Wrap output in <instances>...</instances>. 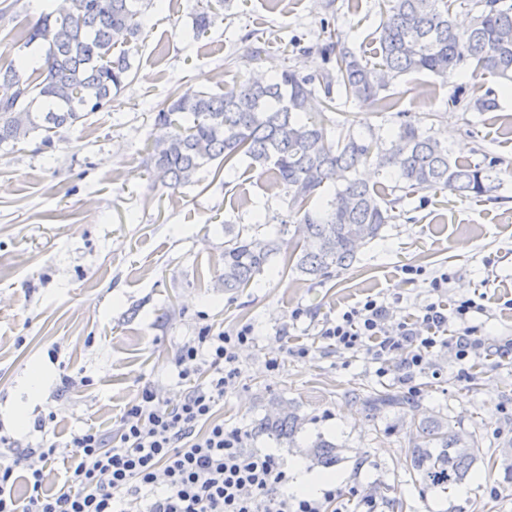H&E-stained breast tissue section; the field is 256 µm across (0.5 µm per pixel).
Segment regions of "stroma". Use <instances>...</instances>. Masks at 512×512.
<instances>
[{
  "mask_svg": "<svg viewBox=\"0 0 512 512\" xmlns=\"http://www.w3.org/2000/svg\"><path fill=\"white\" fill-rule=\"evenodd\" d=\"M229 0L205 37L191 36L200 0H166L148 11L131 58L136 78L111 108L60 130L52 148L38 141L0 149V434L6 459L43 441L65 446L93 426L108 432L141 388L155 384L169 405L186 386L173 357L201 325L231 331L250 324L256 341L241 354V375L215 408L226 427L251 428L276 405L294 406L303 420L297 447L252 436L250 448L276 451L294 477L324 478L341 490V512H512V487L488 460L512 441V83L482 76L469 83L478 98L494 91L493 112L449 105L459 83L427 73L401 77L390 88L408 119L430 130L460 161L497 160L486 193L447 191L394 199L380 238L333 277L314 280L282 272L299 240L288 220V199L266 169L239 157L232 170L197 184L153 185L146 171L147 141L158 134L154 109L178 87L222 92L254 72L281 66L319 75L327 63L312 51L323 24L339 38L374 48L379 0ZM50 0H0V64L26 52L15 32ZM265 40L253 54L248 34ZM336 126L354 121L388 134L392 112H363L337 102ZM268 221L255 223V212ZM234 224L278 239V259L256 283L236 292L218 288L224 272V227ZM423 268L408 279L405 267ZM448 272L447 288L431 278ZM487 295L470 323L485 344L458 361L452 347H436L420 372L399 360L387 373L364 355L336 349L323 325L366 297L376 296L398 318L415 319L430 302ZM308 358H297L299 349ZM277 370H268V359ZM419 390L424 408L447 414L460 437L477 441L482 456L466 483L448 494L422 491L403 465L415 436L409 415H373L360 400L393 388ZM338 444L341 459L323 468L305 445L316 437Z\"/></svg>",
  "mask_w": 512,
  "mask_h": 512,
  "instance_id": "stroma-1",
  "label": "stroma"
}]
</instances>
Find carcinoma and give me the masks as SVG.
<instances>
[{"instance_id":"cac0c4a2","label":"carcinoma","mask_w":512,"mask_h":512,"mask_svg":"<svg viewBox=\"0 0 512 512\" xmlns=\"http://www.w3.org/2000/svg\"><path fill=\"white\" fill-rule=\"evenodd\" d=\"M226 0H207L193 19L192 36H204L212 15ZM472 24L458 28L452 0H381L376 28V62L364 51L328 37L316 45L334 72L303 75L282 68L270 80L252 76L222 93L177 89L158 105L155 124L165 134L146 146L153 184L178 188L199 182L198 173L218 162L219 176L235 157L268 168L275 186L288 197V218L297 224L301 253L290 269L314 278L347 269L357 252L381 236L392 206L359 176L373 166L407 195L448 190L460 197L487 192L485 181L496 160L461 162L452 158L430 130L402 120L388 137L368 128L350 127L332 137L326 113L336 110L337 93L365 110L385 111L399 101L387 95L397 78L430 73L442 81L453 75L492 76L512 82V3L469 0ZM153 0H65L18 34L24 46L45 45L41 60L23 57L0 65V147L38 139L53 146L63 128L84 122L112 107V92L132 76L130 45L137 40ZM455 106L488 111L496 107L493 91L472 98L466 86L454 90ZM327 201L312 204L325 189ZM274 239L244 237L235 225H224V291L252 284L279 254ZM369 410H396L412 416L417 435L406 456V467L422 490H448L465 482L477 460L469 445L457 451L448 418L429 412L399 390L378 392L365 399ZM293 408L278 409L254 423V432L277 444H293L302 429ZM336 444L318 438L312 455L329 467L338 461Z\"/></svg>"}]
</instances>
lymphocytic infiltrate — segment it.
<instances>
[{
  "label": "lymphocytic infiltrate",
  "instance_id": "obj_1",
  "mask_svg": "<svg viewBox=\"0 0 512 512\" xmlns=\"http://www.w3.org/2000/svg\"><path fill=\"white\" fill-rule=\"evenodd\" d=\"M483 299L477 293L448 310L431 302L416 320L396 323L382 301L369 297L327 322L322 334L337 349L384 366L396 358L404 368L422 369L427 352L445 344L463 361L481 344L470 319L483 311ZM254 340L249 324L230 332L200 327L173 360L178 378L189 384L180 404L168 406L147 384L124 408L116 433L92 426L73 433L65 481L56 491L46 485L56 444L26 449L0 465V512H339L338 491L318 498L287 493L283 461L251 449L248 430L226 428L214 417L241 374L242 349ZM205 369L209 379L196 382ZM19 468L28 490L22 498L15 491Z\"/></svg>",
  "mask_w": 512,
  "mask_h": 512
}]
</instances>
